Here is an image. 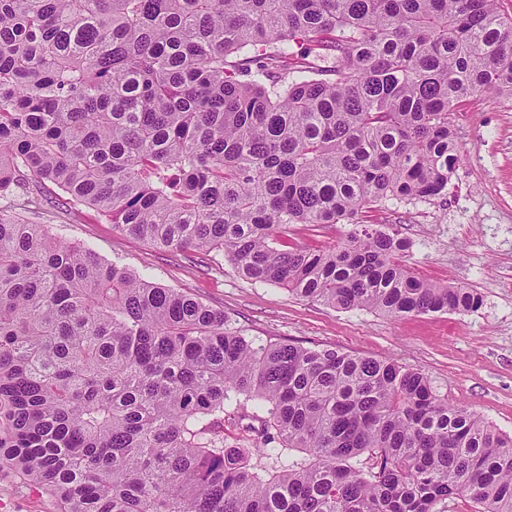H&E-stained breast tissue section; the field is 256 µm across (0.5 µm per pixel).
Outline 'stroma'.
<instances>
[{"label":"stroma","instance_id":"obj_1","mask_svg":"<svg viewBox=\"0 0 512 512\" xmlns=\"http://www.w3.org/2000/svg\"><path fill=\"white\" fill-rule=\"evenodd\" d=\"M464 158L445 194L389 201L364 213L405 239L407 263L426 277L476 289L479 310L393 320L339 311L240 276L222 254L170 252L117 232L91 209L51 198L24 209L0 198V215L48 225L150 280L200 297L264 342L330 346L420 370L440 398L467 406L512 436V105L476 98L454 114ZM0 512H55L46 494L0 471Z\"/></svg>","mask_w":512,"mask_h":512}]
</instances>
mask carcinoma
<instances>
[{
  "label": "carcinoma",
  "instance_id": "carcinoma-1",
  "mask_svg": "<svg viewBox=\"0 0 512 512\" xmlns=\"http://www.w3.org/2000/svg\"><path fill=\"white\" fill-rule=\"evenodd\" d=\"M497 0H0V197L391 318L478 310L363 210L444 195L451 112L512 101ZM291 224L352 229L283 249ZM242 427L229 437L224 424ZM57 512H512V436L406 365L261 343L0 216V468Z\"/></svg>",
  "mask_w": 512,
  "mask_h": 512
}]
</instances>
